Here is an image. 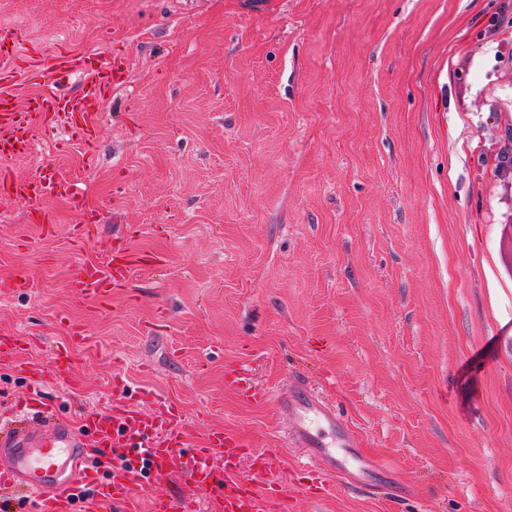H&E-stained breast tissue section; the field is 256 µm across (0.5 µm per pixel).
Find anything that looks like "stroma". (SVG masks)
I'll list each match as a JSON object with an SVG mask.
<instances>
[{
    "mask_svg": "<svg viewBox=\"0 0 512 512\" xmlns=\"http://www.w3.org/2000/svg\"><path fill=\"white\" fill-rule=\"evenodd\" d=\"M512 0H0V407L71 418L113 381L196 438L280 445L320 387L399 484L292 512H512ZM32 194H24V186ZM115 271L94 308L72 283ZM83 345L70 347L71 329ZM261 392V401L243 391Z\"/></svg>",
    "mask_w": 512,
    "mask_h": 512,
    "instance_id": "1",
    "label": "stroma"
}]
</instances>
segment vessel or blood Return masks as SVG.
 <instances>
[{"instance_id": "1", "label": "vessel or blood", "mask_w": 512, "mask_h": 512, "mask_svg": "<svg viewBox=\"0 0 512 512\" xmlns=\"http://www.w3.org/2000/svg\"><path fill=\"white\" fill-rule=\"evenodd\" d=\"M101 268L85 267L74 280L82 298L106 303L110 291ZM72 368L67 350H56L49 366L28 365V386L13 412L0 419V490L33 498L35 512H72V497L80 485L92 486L97 497L112 502L116 512H131L132 495L146 476L161 480L184 476L207 491L209 512H285L288 495L281 475L282 449L251 448L235 434L210 431L194 440L178 411L164 399L151 411L114 401L111 408L91 413L84 426L57 417L41 395L47 376L66 378ZM277 402L291 425L289 445L302 449L299 470L340 476L362 483L359 471L348 469L336 454L357 447L333 402L301 380L281 392ZM248 465L256 480L240 476ZM151 512H196L189 497L164 492Z\"/></svg>"}]
</instances>
